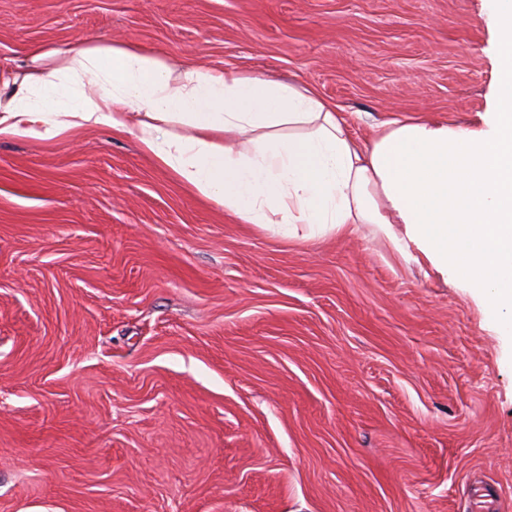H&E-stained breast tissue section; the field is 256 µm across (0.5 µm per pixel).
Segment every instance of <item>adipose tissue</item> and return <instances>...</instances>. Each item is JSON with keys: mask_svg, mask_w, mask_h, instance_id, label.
<instances>
[{"mask_svg": "<svg viewBox=\"0 0 512 512\" xmlns=\"http://www.w3.org/2000/svg\"><path fill=\"white\" fill-rule=\"evenodd\" d=\"M484 14L491 77L476 126L386 122L362 146L310 86L84 39L31 47L0 81V139L136 134L240 223L287 240L368 224L402 260L471 289L490 313L512 311V0H485Z\"/></svg>", "mask_w": 512, "mask_h": 512, "instance_id": "ef3b65f1", "label": "adipose tissue"}]
</instances>
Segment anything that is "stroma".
<instances>
[{"mask_svg": "<svg viewBox=\"0 0 512 512\" xmlns=\"http://www.w3.org/2000/svg\"><path fill=\"white\" fill-rule=\"evenodd\" d=\"M482 0H0L34 44L299 81L353 138L485 107ZM512 502V335L370 228L290 241L137 138L0 140V512H466ZM502 496L496 490L485 486H475L472 493V506L468 512H503L501 507Z\"/></svg>", "mask_w": 512, "mask_h": 512, "instance_id": "35a3bbf8", "label": "stroma"}]
</instances>
